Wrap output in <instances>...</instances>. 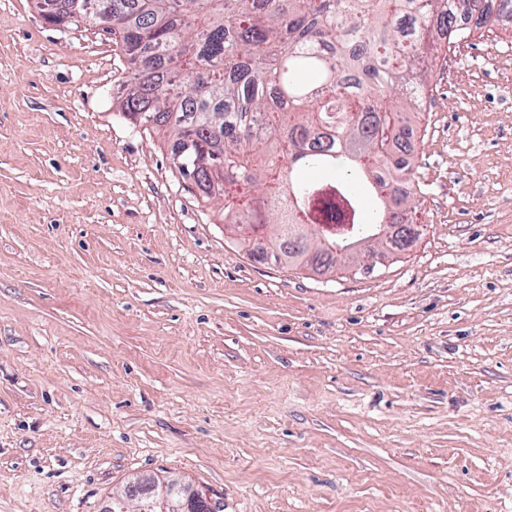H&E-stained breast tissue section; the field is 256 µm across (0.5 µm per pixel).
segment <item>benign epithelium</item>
I'll return each mask as SVG.
<instances>
[{
  "mask_svg": "<svg viewBox=\"0 0 512 512\" xmlns=\"http://www.w3.org/2000/svg\"><path fill=\"white\" fill-rule=\"evenodd\" d=\"M72 18L101 31L112 28V8L96 0H77L66 15V19ZM129 486L143 492L138 499V512H191L195 508L203 512L210 507L206 495L176 477L161 483L152 475L139 474L130 480Z\"/></svg>",
  "mask_w": 512,
  "mask_h": 512,
  "instance_id": "1",
  "label": "benign epithelium"
}]
</instances>
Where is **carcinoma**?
I'll return each mask as SVG.
<instances>
[{
	"label": "carcinoma",
	"mask_w": 512,
	"mask_h": 512,
	"mask_svg": "<svg viewBox=\"0 0 512 512\" xmlns=\"http://www.w3.org/2000/svg\"><path fill=\"white\" fill-rule=\"evenodd\" d=\"M112 33L133 74L124 114L172 136L175 166L208 199L251 192L246 211L224 208L247 252H272L292 266L328 269L343 254L302 237L300 225L322 183L319 172L348 169L333 185L357 239L382 225H413L415 176L396 146L421 111V74L431 50L458 45L483 0H112ZM224 164V182L204 163ZM288 178L269 176L277 158ZM380 200L366 214L362 199ZM276 224L281 244L255 235Z\"/></svg>",
	"instance_id": "cac0c4a2"
}]
</instances>
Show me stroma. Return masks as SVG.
<instances>
[{"instance_id":"35a3bbf8","label":"stroma","mask_w":512,"mask_h":512,"mask_svg":"<svg viewBox=\"0 0 512 512\" xmlns=\"http://www.w3.org/2000/svg\"><path fill=\"white\" fill-rule=\"evenodd\" d=\"M512 17L439 50L423 236L363 273L256 260L114 35L0 0V512L137 474L223 512H512Z\"/></svg>"}]
</instances>
